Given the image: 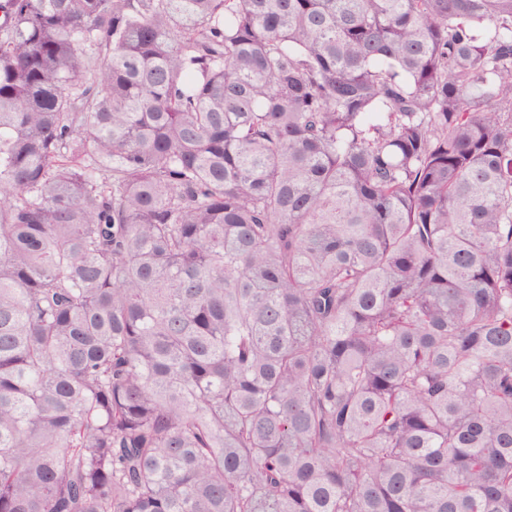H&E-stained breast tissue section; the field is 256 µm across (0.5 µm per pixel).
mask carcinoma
I'll list each match as a JSON object with an SVG mask.
<instances>
[{
    "label": "carcinoma",
    "instance_id": "cac0c4a2",
    "mask_svg": "<svg viewBox=\"0 0 512 512\" xmlns=\"http://www.w3.org/2000/svg\"><path fill=\"white\" fill-rule=\"evenodd\" d=\"M0 512H512V0H0Z\"/></svg>",
    "mask_w": 512,
    "mask_h": 512
}]
</instances>
